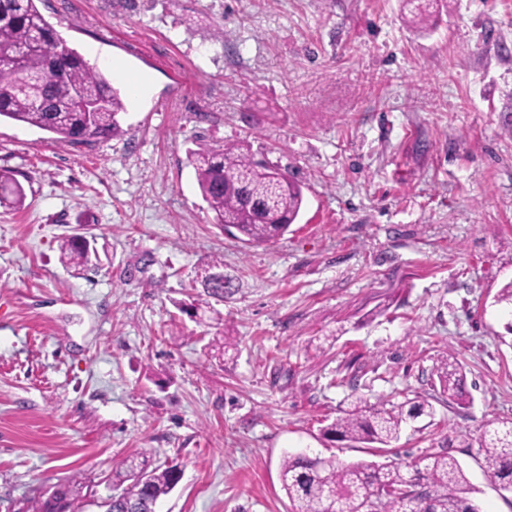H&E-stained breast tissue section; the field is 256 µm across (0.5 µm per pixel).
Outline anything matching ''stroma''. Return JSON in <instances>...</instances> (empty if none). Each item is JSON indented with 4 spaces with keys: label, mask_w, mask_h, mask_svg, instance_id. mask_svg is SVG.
<instances>
[{
    "label": "stroma",
    "mask_w": 512,
    "mask_h": 512,
    "mask_svg": "<svg viewBox=\"0 0 512 512\" xmlns=\"http://www.w3.org/2000/svg\"><path fill=\"white\" fill-rule=\"evenodd\" d=\"M111 77L124 136L68 145L0 121V512L139 453L177 466L160 512H287L288 454L397 463L449 451L482 512L484 424L512 419V0H40ZM147 77L146 94L113 75ZM245 141L302 187L281 238L213 221L187 157ZM93 239L81 274L62 238ZM224 262L235 291L198 287ZM234 349L221 348L224 337ZM456 357L469 403L440 390ZM434 414L378 449L322 429L362 399ZM26 194L21 182L9 171H0V206L9 205L14 208L24 206Z\"/></svg>",
    "instance_id": "obj_1"
}]
</instances>
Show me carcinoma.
<instances>
[{
	"instance_id": "obj_1",
	"label": "carcinoma",
	"mask_w": 512,
	"mask_h": 512,
	"mask_svg": "<svg viewBox=\"0 0 512 512\" xmlns=\"http://www.w3.org/2000/svg\"><path fill=\"white\" fill-rule=\"evenodd\" d=\"M126 105L120 90L75 50L59 44L37 0H0V119L34 126L73 145L109 140L123 134L120 114ZM203 201L214 223L247 244L284 235L304 203L301 187L287 174L255 159L249 145L213 148L199 143L188 150ZM21 182L0 171V205L24 206ZM63 266L79 274L89 261L87 243L70 236L59 245ZM221 260L204 269V292L224 300L232 278ZM448 396L464 403L462 368L448 355L439 375ZM434 414L432 404L416 400L391 405L354 403L325 434L356 443L389 445L402 425ZM483 470L500 489L512 491V420L490 421L479 435ZM179 469L150 467L147 459H127L112 471L111 512H155L179 482ZM279 479L289 512H480L470 497L466 473L447 452H429L403 466L358 461L349 464L306 454L287 455ZM83 483L59 486L40 500L34 512H83Z\"/></svg>"
}]
</instances>
